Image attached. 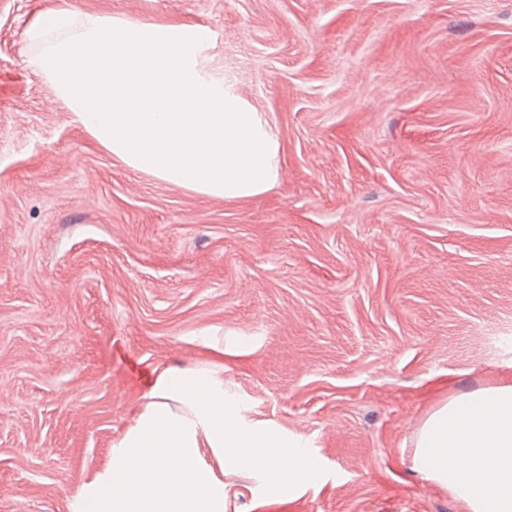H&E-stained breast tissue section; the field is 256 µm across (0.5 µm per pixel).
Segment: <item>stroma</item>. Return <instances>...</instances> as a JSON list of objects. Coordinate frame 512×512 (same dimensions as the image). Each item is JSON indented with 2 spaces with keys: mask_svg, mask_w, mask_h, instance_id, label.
Masks as SVG:
<instances>
[{
  "mask_svg": "<svg viewBox=\"0 0 512 512\" xmlns=\"http://www.w3.org/2000/svg\"><path fill=\"white\" fill-rule=\"evenodd\" d=\"M49 2L0 0V512H68L164 367L223 368L324 465L227 477L226 512H463L412 438L512 368V0H77L212 31L282 146L233 203L73 122L26 63Z\"/></svg>",
  "mask_w": 512,
  "mask_h": 512,
  "instance_id": "obj_1",
  "label": "stroma"
}]
</instances>
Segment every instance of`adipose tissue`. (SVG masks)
Wrapping results in <instances>:
<instances>
[{
	"mask_svg": "<svg viewBox=\"0 0 512 512\" xmlns=\"http://www.w3.org/2000/svg\"><path fill=\"white\" fill-rule=\"evenodd\" d=\"M25 40L29 66L125 167L226 201L278 182L280 143L264 113L209 70L207 27L54 0ZM412 468L465 512H512V375L434 409L416 431ZM228 473L259 478L272 499L322 477L303 436L242 419L223 371L163 369L70 512H224Z\"/></svg>",
	"mask_w": 512,
	"mask_h": 512,
	"instance_id": "obj_1",
	"label": "adipose tissue"
}]
</instances>
